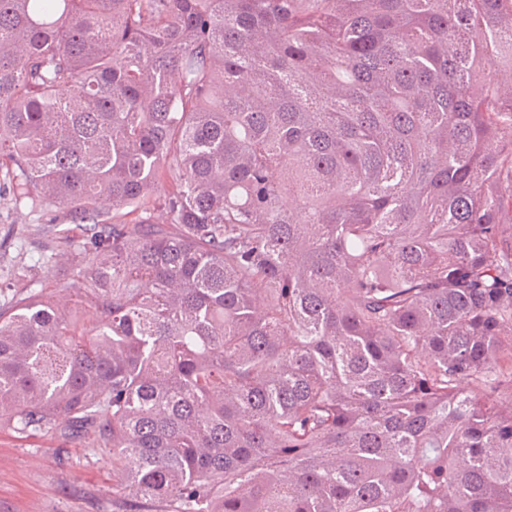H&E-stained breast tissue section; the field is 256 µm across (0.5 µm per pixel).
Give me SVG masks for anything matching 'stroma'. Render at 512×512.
<instances>
[{
  "instance_id": "stroma-1",
  "label": "stroma",
  "mask_w": 512,
  "mask_h": 512,
  "mask_svg": "<svg viewBox=\"0 0 512 512\" xmlns=\"http://www.w3.org/2000/svg\"><path fill=\"white\" fill-rule=\"evenodd\" d=\"M67 243L27 209L0 199V289L19 284V272L41 253ZM0 512H112V462L93 433L25 435L0 429Z\"/></svg>"
}]
</instances>
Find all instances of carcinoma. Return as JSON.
<instances>
[{"label":"carcinoma","mask_w":512,"mask_h":512,"mask_svg":"<svg viewBox=\"0 0 512 512\" xmlns=\"http://www.w3.org/2000/svg\"><path fill=\"white\" fill-rule=\"evenodd\" d=\"M0 428L116 512H512V0H0ZM0 199V289L20 285L18 274L26 264H32L41 253H60L68 244L63 233L55 235L51 224H33L28 210L16 208Z\"/></svg>","instance_id":"obj_1"}]
</instances>
